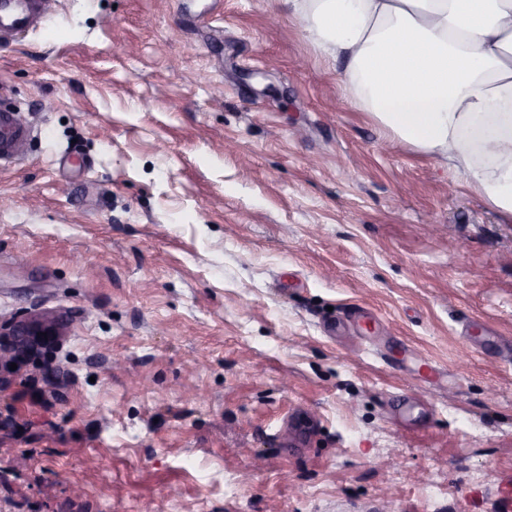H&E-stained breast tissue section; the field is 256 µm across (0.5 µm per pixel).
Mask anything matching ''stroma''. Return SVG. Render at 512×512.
<instances>
[{
    "label": "stroma",
    "mask_w": 512,
    "mask_h": 512,
    "mask_svg": "<svg viewBox=\"0 0 512 512\" xmlns=\"http://www.w3.org/2000/svg\"><path fill=\"white\" fill-rule=\"evenodd\" d=\"M279 0H54L0 47V512H512V219ZM28 133L20 111L0 103V166L12 163L20 154ZM43 333H47V338H44ZM59 335V328L54 323L45 320L25 322L21 326L19 325L13 333V336H20L21 340L26 343L44 341Z\"/></svg>",
    "instance_id": "1"
}]
</instances>
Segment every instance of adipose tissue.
Wrapping results in <instances>:
<instances>
[{
  "instance_id": "adipose-tissue-1",
  "label": "adipose tissue",
  "mask_w": 512,
  "mask_h": 512,
  "mask_svg": "<svg viewBox=\"0 0 512 512\" xmlns=\"http://www.w3.org/2000/svg\"><path fill=\"white\" fill-rule=\"evenodd\" d=\"M361 111L512 216V0H282Z\"/></svg>"
}]
</instances>
